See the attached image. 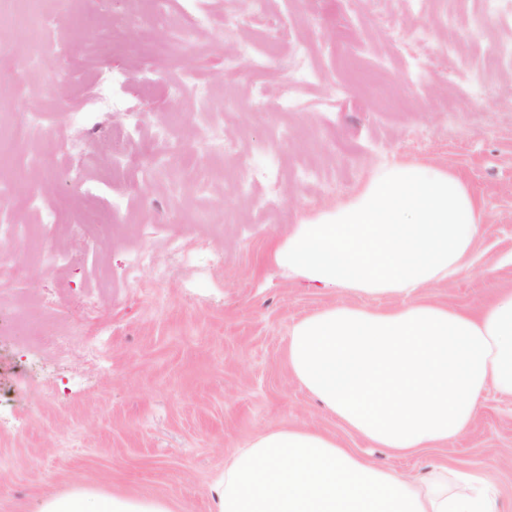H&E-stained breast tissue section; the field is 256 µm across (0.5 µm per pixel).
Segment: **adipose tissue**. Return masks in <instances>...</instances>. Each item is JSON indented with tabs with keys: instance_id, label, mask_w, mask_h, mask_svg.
<instances>
[{
	"instance_id": "obj_1",
	"label": "adipose tissue",
	"mask_w": 512,
	"mask_h": 512,
	"mask_svg": "<svg viewBox=\"0 0 512 512\" xmlns=\"http://www.w3.org/2000/svg\"><path fill=\"white\" fill-rule=\"evenodd\" d=\"M484 211L445 167L394 162L335 206L295 224L267 266L342 293L288 332L291 376L350 431L397 455L443 447L487 388L512 397V289L477 310L417 299L471 269ZM357 303H348V296ZM390 296V309L363 305ZM39 512H173L165 498L78 488ZM212 512H499L485 472L440 464L413 479L309 427L258 434L212 488Z\"/></svg>"
}]
</instances>
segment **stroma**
Listing matches in <instances>:
<instances>
[{"instance_id":"stroma-1","label":"stroma","mask_w":512,"mask_h":512,"mask_svg":"<svg viewBox=\"0 0 512 512\" xmlns=\"http://www.w3.org/2000/svg\"><path fill=\"white\" fill-rule=\"evenodd\" d=\"M41 0L29 64L0 25V119L42 124L0 166V215L60 224L7 240L0 279V512L84 487L211 512L225 460L263 431L308 426L401 475L483 469L512 512V399L488 391L448 446L398 458L326 415L289 374L288 330L336 302L264 266L271 242L395 161L444 166L485 220L472 269L421 298L474 309L512 288V0ZM226 26H199L196 16ZM108 33L104 43L83 30ZM128 108L92 109L103 70ZM289 95L287 110L249 102ZM129 129V140L112 128ZM125 164L121 178L112 167ZM102 210L109 221L78 228Z\"/></svg>"}]
</instances>
